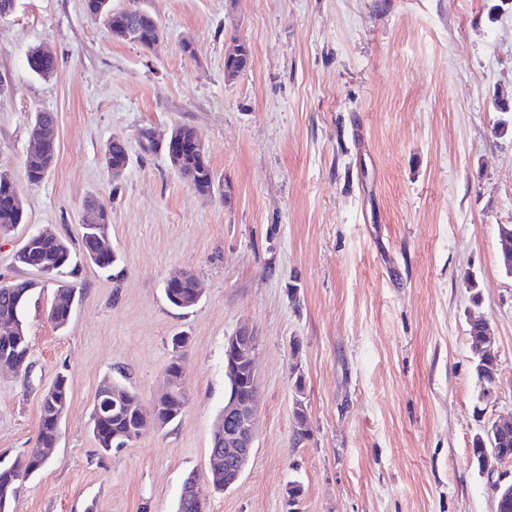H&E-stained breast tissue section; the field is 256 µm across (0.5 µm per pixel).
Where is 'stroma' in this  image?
Segmentation results:
<instances>
[{
	"instance_id": "stroma-1",
	"label": "stroma",
	"mask_w": 512,
	"mask_h": 512,
	"mask_svg": "<svg viewBox=\"0 0 512 512\" xmlns=\"http://www.w3.org/2000/svg\"><path fill=\"white\" fill-rule=\"evenodd\" d=\"M139 3L163 29L148 52L114 40L84 0H18L0 21V171L24 212L0 236V280L33 278L14 261L33 232L80 242L92 199L119 256L110 270L84 263L67 327L48 317L54 287L25 311L31 369L0 375V466L32 448L58 372L71 401L16 512H175L185 475L208 467L224 340L244 325L258 340L255 450L235 487L203 486L208 512H287L292 480L300 512H494L470 448L512 414V276L498 235L512 225V132L495 133L497 102L512 97V0ZM235 36L251 62L229 80ZM38 46L56 59L46 79L27 65ZM40 111L56 117L57 150L33 184L23 162ZM180 124L202 135L224 196L198 195L164 154L141 153V128ZM116 136L131 157L117 179L103 157ZM178 270L203 290L186 311L163 294ZM473 317L489 321L498 355L486 401ZM179 332L191 340L181 420L101 453L100 386L122 373L150 401Z\"/></svg>"
}]
</instances>
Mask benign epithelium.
I'll return each instance as SVG.
<instances>
[{"label": "benign epithelium", "instance_id": "7a95c632", "mask_svg": "<svg viewBox=\"0 0 512 512\" xmlns=\"http://www.w3.org/2000/svg\"><path fill=\"white\" fill-rule=\"evenodd\" d=\"M230 356L225 369L236 374L244 383V392L232 394L225 398L224 408L220 413V424L224 425V489L232 488L241 479L245 468L255 448V429L257 423L256 389L254 358L257 349V337L247 329L241 328L225 339ZM177 397L187 401V394L181 386V374L174 377H163L161 391L156 395L149 406L145 407L147 413L143 420L132 430V436L138 437L149 425L159 427L148 411L163 401ZM137 407V399L119 391L112 392V396L105 404V409H128ZM512 432V416L500 418L485 428L489 441L502 443L507 441ZM508 463L507 458L498 454L497 450L482 459L480 468L493 481L498 497L495 500V512H504L512 506V479L507 472L496 469V465Z\"/></svg>", "mask_w": 512, "mask_h": 512}]
</instances>
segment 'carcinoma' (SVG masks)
Returning <instances> with one entry per match:
<instances>
[{"label": "carcinoma", "instance_id": "carcinoma-1", "mask_svg": "<svg viewBox=\"0 0 512 512\" xmlns=\"http://www.w3.org/2000/svg\"><path fill=\"white\" fill-rule=\"evenodd\" d=\"M86 14L100 24L109 34L120 39L137 42L144 49H153L163 37V30L156 17L140 7L126 9L112 8V0H84ZM251 58L250 47L241 42L236 45L235 55L224 61L227 69L236 71L248 67ZM31 72L39 78L51 76L56 69L55 58L42 49H33L27 57ZM33 127L42 136V150L27 155L23 162V171L27 179L37 184L50 170L56 156V119L51 112H38L32 121ZM196 128L181 124L171 129L169 143L161 146L153 137V130L144 127L140 130L138 143L142 153L162 152L174 171L200 195L224 193L223 185L217 183L216 175L209 161L201 160L193 149L198 139ZM109 171L120 176L130 163L128 147L124 140L114 138L110 141L109 153L104 157ZM9 173L0 172V227H12L23 223L24 213L15 200L7 184ZM110 221L109 212L104 203L93 200L86 209L82 220L81 247L76 251L63 237L40 242L32 250L21 247L15 254V263L28 270L42 265L57 271L54 283L56 302L49 311L51 322L58 329L65 328L71 320L74 308L69 306V297L81 293L77 276L80 264L91 262L101 269H108L118 262V255L110 245L100 244L98 230L105 228ZM196 275L190 271L183 274L182 280L175 286L163 285L164 296L175 309H191L196 302L191 299L195 288ZM33 280H14L0 284V362L9 363L14 372L26 373L30 367V339L24 321L25 308L34 294ZM475 374L479 384H490L498 371V358L487 352L475 354ZM55 399L41 404V417L38 435L33 448L16 459L18 468L24 470L30 478L39 472L36 462L40 449L52 447L61 435L60 416L66 413L70 405V383L68 376L58 373L50 386ZM164 425L168 426L182 417L183 407L179 399L173 398L153 409ZM142 415L137 411L102 412L92 410L91 432L99 449L122 448L131 443V432L139 423ZM23 481H8L0 478V512H15V504L22 491Z\"/></svg>", "mask_w": 512, "mask_h": 512}]
</instances>
